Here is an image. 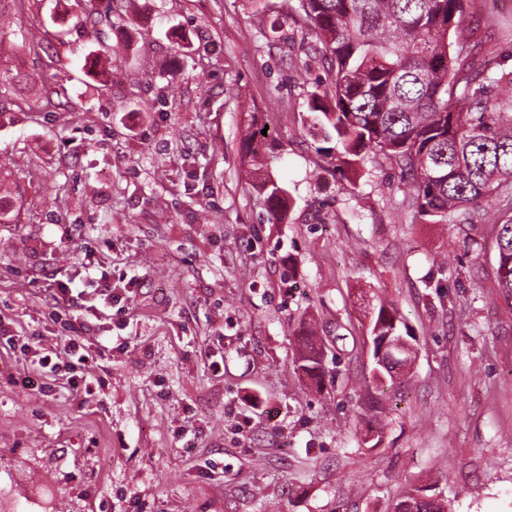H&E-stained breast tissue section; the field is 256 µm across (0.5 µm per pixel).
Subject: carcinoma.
<instances>
[{
	"label": "carcinoma",
	"instance_id": "1",
	"mask_svg": "<svg viewBox=\"0 0 512 512\" xmlns=\"http://www.w3.org/2000/svg\"><path fill=\"white\" fill-rule=\"evenodd\" d=\"M37 0H0V16L18 17ZM284 16L302 21L328 61V81L309 100L312 125L335 140L334 168L355 177L373 158L385 161L413 186L406 196L421 224L491 225V244L464 248L494 252L497 288L512 301V70L477 65L478 43L463 0H284ZM271 145L256 129L242 141L251 166ZM267 218L288 223V189L255 178ZM489 198L499 208L483 206ZM373 336L413 339L398 310L382 304L371 320ZM297 369L316 385L324 377V349L311 328L296 333Z\"/></svg>",
	"mask_w": 512,
	"mask_h": 512
}]
</instances>
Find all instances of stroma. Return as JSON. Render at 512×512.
Segmentation results:
<instances>
[{"mask_svg":"<svg viewBox=\"0 0 512 512\" xmlns=\"http://www.w3.org/2000/svg\"><path fill=\"white\" fill-rule=\"evenodd\" d=\"M480 63L512 67V0H464ZM0 25V169L22 206L0 224V337L49 345L54 279L132 284L73 324L93 393L18 381L0 350V512H393L432 480L453 512H512V304L456 227L399 217L398 171L346 178L308 102L327 63L300 24L265 34L251 0H128L99 30L74 0ZM62 32L50 51L22 32ZM267 128L263 176L295 200L268 224L240 144ZM415 338L377 445L357 416L372 312ZM323 339V390L295 367L299 324Z\"/></svg>","mask_w":512,"mask_h":512,"instance_id":"35a3bbf8","label":"stroma"}]
</instances>
